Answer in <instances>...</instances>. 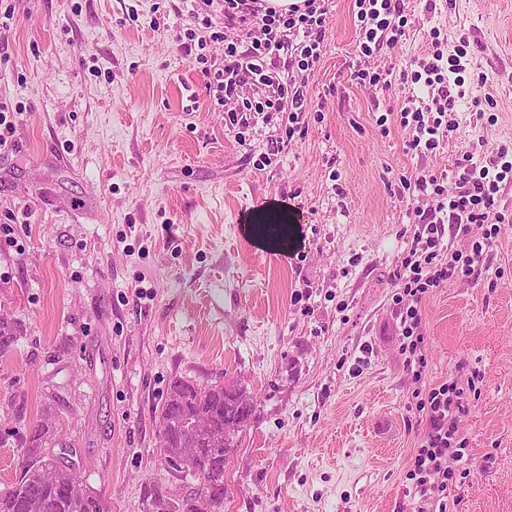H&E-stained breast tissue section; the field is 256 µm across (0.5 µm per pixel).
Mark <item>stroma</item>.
<instances>
[{
	"label": "stroma",
	"mask_w": 512,
	"mask_h": 512,
	"mask_svg": "<svg viewBox=\"0 0 512 512\" xmlns=\"http://www.w3.org/2000/svg\"><path fill=\"white\" fill-rule=\"evenodd\" d=\"M391 47L363 53L356 0H325L305 112L256 114L244 85L218 105L179 42L220 4L0 0V315L18 337L0 357V492L45 410L57 442L109 512L181 505L197 483L159 455L173 378L235 381L254 411L224 469V512H417L414 385L399 352L390 274L428 193L401 181L512 151V0H404ZM469 41L466 95L439 148L409 151L403 108L427 92L411 62ZM364 72L366 80L355 79ZM242 120L229 124L227 109ZM285 207L258 246L254 201ZM424 381L479 372L447 512H512V223L477 274L421 305Z\"/></svg>",
	"instance_id": "35a3bbf8"
}]
</instances>
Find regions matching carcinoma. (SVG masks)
<instances>
[{
  "label": "carcinoma",
  "instance_id": "carcinoma-1",
  "mask_svg": "<svg viewBox=\"0 0 512 512\" xmlns=\"http://www.w3.org/2000/svg\"><path fill=\"white\" fill-rule=\"evenodd\" d=\"M16 326L0 317V356L9 351L16 338ZM253 400L241 389L227 392L222 384H198L174 378L159 408V420L167 427L160 436V452L172 466L183 457L182 442L190 435L189 418L205 414L214 427L227 430L225 444L214 448L201 442V447L187 472L197 481V489L186 502L201 497L221 512L224 507V465L239 447V432L249 423ZM55 436L51 418L32 425L26 435L30 455L20 464V476L5 492L0 493V512H108L100 496L83 486H75L78 476L75 464L53 453L41 452L44 438Z\"/></svg>",
  "mask_w": 512,
  "mask_h": 512
}]
</instances>
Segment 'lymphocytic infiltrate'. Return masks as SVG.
<instances>
[{"label":"lymphocytic infiltrate","instance_id":"1","mask_svg":"<svg viewBox=\"0 0 512 512\" xmlns=\"http://www.w3.org/2000/svg\"><path fill=\"white\" fill-rule=\"evenodd\" d=\"M359 30L367 42L380 47L385 43L386 31H399L404 26L403 0H356ZM262 25L266 36L238 49L230 44L224 49L223 68L204 70L205 85L216 88L225 96H234L240 84L254 81L271 84L278 67L282 36L291 31H302L304 40L298 45V68L313 70L320 60L325 37L326 10L317 0H305L303 9L280 13L266 8L262 0H224V25L228 28ZM467 55L465 46H458L453 57L444 58L434 53L432 61L422 62L412 72V82L437 93V118L427 120L422 114L401 116V124L415 122V133L407 142L411 151L433 150L439 145L442 116L453 111L464 93L465 70L461 60ZM512 173V163L482 165L472 157H464L455 173V189L438 202L440 217L422 224L416 232L407 256L403 257L391 274L395 289L392 300L400 318L399 351L403 364L415 384L414 394L419 401L416 408L425 417L419 446L410 460L408 474L415 479L417 493L424 501L418 512H427L428 506L438 505L440 512L447 507L448 483L453 475V461L459 460L456 451L458 425L470 413L468 391L457 383L435 387L424 385L427 366L424 354L427 336L423 328L421 303L429 290L472 275L481 268L484 251L496 235L498 224L506 215L499 209L496 194L499 185ZM468 240L472 243L470 255L444 253V237Z\"/></svg>","mask_w":512,"mask_h":512}]
</instances>
